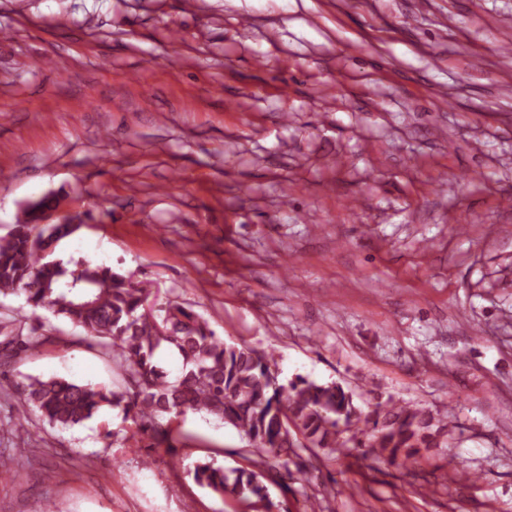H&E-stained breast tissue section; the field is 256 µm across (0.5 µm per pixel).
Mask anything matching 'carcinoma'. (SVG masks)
I'll list each match as a JSON object with an SVG mask.
<instances>
[{
	"label": "carcinoma",
	"mask_w": 512,
	"mask_h": 512,
	"mask_svg": "<svg viewBox=\"0 0 512 512\" xmlns=\"http://www.w3.org/2000/svg\"><path fill=\"white\" fill-rule=\"evenodd\" d=\"M57 205L53 198L33 204L27 218L0 237V298L20 296L25 305L81 327L112 359L123 385L110 389L56 376L14 385L24 405L49 425L69 429L106 408L118 409L128 438L171 453L176 437L168 419L206 413L236 429L258 464L281 479L298 448L368 447L406 468L441 446L447 424L428 410L390 398L363 413L338 383L299 378L283 384L273 356L226 344L192 309L150 304L148 288L109 266L82 262L71 269L51 259V247L79 229L71 222L43 223ZM44 341L24 334L20 320L0 322V375ZM165 350L182 364L174 380L160 363ZM192 474L222 497L269 498L265 476L253 469L228 474L205 461Z\"/></svg>",
	"instance_id": "cac0c4a2"
}]
</instances>
